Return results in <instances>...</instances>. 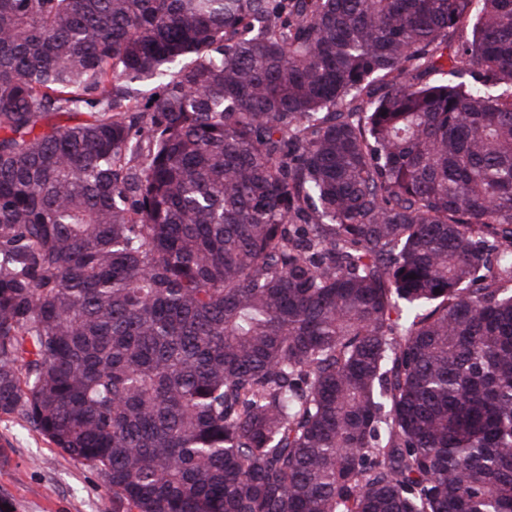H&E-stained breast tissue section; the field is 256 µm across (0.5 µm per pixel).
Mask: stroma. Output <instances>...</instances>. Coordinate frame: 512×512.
Instances as JSON below:
<instances>
[{
  "mask_svg": "<svg viewBox=\"0 0 512 512\" xmlns=\"http://www.w3.org/2000/svg\"><path fill=\"white\" fill-rule=\"evenodd\" d=\"M0 512H112V492L99 469L0 415Z\"/></svg>",
  "mask_w": 512,
  "mask_h": 512,
  "instance_id": "stroma-1",
  "label": "stroma"
}]
</instances>
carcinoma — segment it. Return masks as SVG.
<instances>
[{
  "mask_svg": "<svg viewBox=\"0 0 512 512\" xmlns=\"http://www.w3.org/2000/svg\"><path fill=\"white\" fill-rule=\"evenodd\" d=\"M0 414L112 512H512V0H0Z\"/></svg>",
  "mask_w": 512,
  "mask_h": 512,
  "instance_id": "1",
  "label": "carcinoma"
}]
</instances>
